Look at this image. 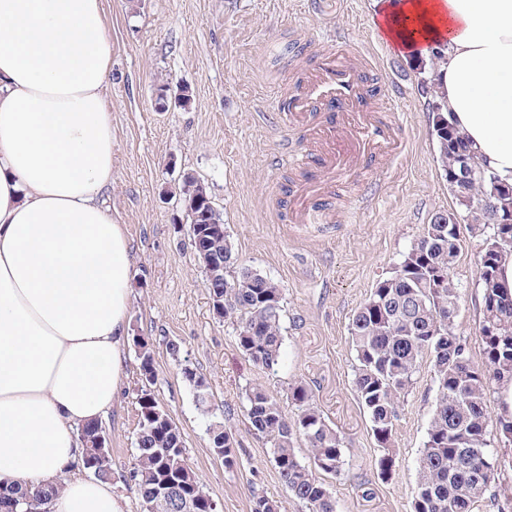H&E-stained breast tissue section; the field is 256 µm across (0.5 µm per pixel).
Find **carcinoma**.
Returning <instances> with one entry per match:
<instances>
[{
    "label": "carcinoma",
    "instance_id": "cac0c4a2",
    "mask_svg": "<svg viewBox=\"0 0 512 512\" xmlns=\"http://www.w3.org/2000/svg\"><path fill=\"white\" fill-rule=\"evenodd\" d=\"M441 60L432 53L429 65L420 66L418 83L430 93L427 112L459 222L450 224L448 217L437 216L355 311L350 328L356 360L353 385L381 451V473L387 475L395 466L394 422L400 399L412 387L421 363L429 360L436 400L419 459L413 512H476L487 498L497 512H512V486L506 481L512 472V415L493 418L487 411L491 392L512 381V290L499 281L500 263L512 253V224L494 223L495 212L512 211V189L482 166L443 112L438 83ZM464 152L471 155L476 174L459 184L453 173ZM182 195L185 201L200 202L202 218L190 235L224 266V278L207 284L212 302L224 303V320L235 326L242 352L254 364L275 370L283 341L281 288L268 277L236 265L228 237L212 234L213 226L224 220L217 208L207 205L211 197L200 181L184 176ZM462 223L482 246L476 277L482 289L478 332L484 361L477 365L448 317V302L460 299L454 265L461 249ZM137 345L142 376L139 430L127 481L140 496L142 512H214L213 500L186 461L179 428L149 389L154 375L151 344L141 338ZM183 376L195 390L201 411L209 412L203 379L190 367L183 368ZM288 400L295 406L291 417L263 387L252 386L246 390V416L255 433L266 440L288 494L305 504L308 512H336L335 499L316 472L341 473L345 456L341 438L314 405L307 386L293 385ZM100 426L97 420L79 428L84 443L80 461L95 478L110 481V452L101 451L94 441ZM209 433L214 453L232 465V434L219 422L209 424ZM302 446L309 452L307 464L296 453ZM163 483L172 486L166 499L157 496ZM60 490L51 485L31 492L1 484L0 512H52Z\"/></svg>",
    "mask_w": 512,
    "mask_h": 512
}]
</instances>
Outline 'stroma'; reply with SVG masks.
Here are the masks:
<instances>
[{"mask_svg":"<svg viewBox=\"0 0 512 512\" xmlns=\"http://www.w3.org/2000/svg\"><path fill=\"white\" fill-rule=\"evenodd\" d=\"M112 39L113 217L124 224L134 264L130 336L147 337L155 375L151 389L181 430L186 460L216 512H251L253 494L279 501L280 512H308L288 496L269 450L247 420L245 390L262 385L286 413L289 388L305 384L346 450L340 475L326 477L337 512H412L418 462L435 405L429 363L399 403L396 463L382 477L380 450L353 386L350 324L377 279L395 268L436 215L456 204L442 170L418 61L398 51L383 67L401 96L394 118L409 149L378 172L347 182L336 199L334 224H282L277 215L290 183L305 180L303 131L281 125L271 89L294 83L305 56H282L302 40L330 45L379 41L378 0H102ZM189 86L188 105L159 110L157 86ZM204 184L224 220L241 265L283 291V346L277 370L242 353L230 323L212 311L205 273L195 257L180 189L183 175ZM454 275L461 300L453 323L474 362L482 293L475 278L478 241L462 231ZM181 345L172 358L166 343ZM189 364L212 396L198 409L180 366ZM123 391L103 418L112 483L141 512L125 479L138 432V349L125 352ZM223 422L239 452L233 467L214 455L207 427Z\"/></svg>","mask_w":512,"mask_h":512,"instance_id":"obj_1","label":"stroma"}]
</instances>
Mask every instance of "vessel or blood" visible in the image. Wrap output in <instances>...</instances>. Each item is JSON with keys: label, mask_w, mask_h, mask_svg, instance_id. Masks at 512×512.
I'll list each match as a JSON object with an SVG mask.
<instances>
[{"label": "vessel or blood", "mask_w": 512, "mask_h": 512, "mask_svg": "<svg viewBox=\"0 0 512 512\" xmlns=\"http://www.w3.org/2000/svg\"><path fill=\"white\" fill-rule=\"evenodd\" d=\"M376 62L373 50L349 48L338 38L316 48L295 87H279V109L309 134L303 163L320 171L289 194V223L332 222L341 176L380 168L404 152L380 89L367 79Z\"/></svg>", "instance_id": "1"}]
</instances>
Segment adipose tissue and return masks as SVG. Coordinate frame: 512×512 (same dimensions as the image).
<instances>
[{
	"label": "adipose tissue",
	"mask_w": 512,
	"mask_h": 512,
	"mask_svg": "<svg viewBox=\"0 0 512 512\" xmlns=\"http://www.w3.org/2000/svg\"><path fill=\"white\" fill-rule=\"evenodd\" d=\"M395 47L443 58L444 104L512 184V0H385ZM102 0H0V481L61 485L53 512H127L76 470L79 425L124 379L131 244L112 187Z\"/></svg>",
	"instance_id": "adipose-tissue-1"
}]
</instances>
